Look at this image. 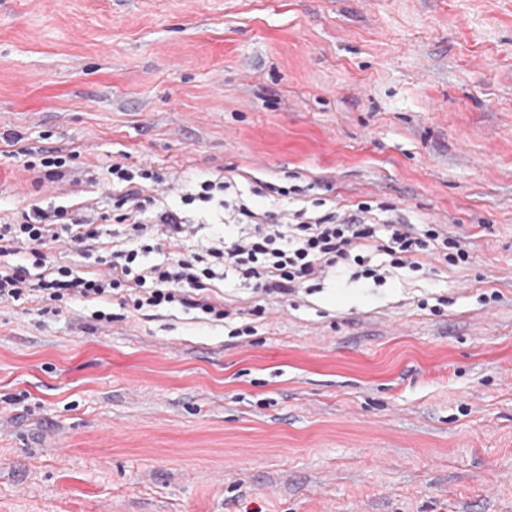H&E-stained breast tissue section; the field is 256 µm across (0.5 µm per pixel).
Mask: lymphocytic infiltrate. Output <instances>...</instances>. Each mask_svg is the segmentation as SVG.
Instances as JSON below:
<instances>
[{"instance_id": "f902f5d3", "label": "lymphocytic infiltrate", "mask_w": 512, "mask_h": 512, "mask_svg": "<svg viewBox=\"0 0 512 512\" xmlns=\"http://www.w3.org/2000/svg\"><path fill=\"white\" fill-rule=\"evenodd\" d=\"M22 154L25 169L43 179L82 181L74 163L79 150L30 147ZM104 183L126 238L125 246L112 249L106 270L85 266L102 249L95 207L83 206L72 219L67 206L34 205L0 223V254L24 260L0 268V303L116 297L137 311L181 309L219 321L228 313L209 291L214 281L231 276L241 287L285 302L306 282L324 280L343 267L352 268L353 279L381 285L398 269L426 275L434 263L464 266L473 259L447 225L415 228L392 218L383 221L367 202L349 209L317 199L307 206L306 189L296 184L258 183L254 195L273 204L288 201L287 208L266 210L233 191L231 181L200 182L196 192L182 195L183 205L217 201L224 220L223 233L204 239L200 225L164 203V195L175 190L170 176L147 164L116 160L107 166ZM53 243L67 245L72 262H48L42 248Z\"/></svg>"}]
</instances>
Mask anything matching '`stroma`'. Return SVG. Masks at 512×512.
Listing matches in <instances>:
<instances>
[{
	"mask_svg": "<svg viewBox=\"0 0 512 512\" xmlns=\"http://www.w3.org/2000/svg\"><path fill=\"white\" fill-rule=\"evenodd\" d=\"M29 146L297 174L474 259L258 316L219 281V322L0 304V512H512V0H0V216L89 203L111 241V193ZM63 150H47L44 148H23L21 155L25 156L24 168L27 171H37L50 182L63 180L71 177L70 181L74 184L82 182V176H89L88 182L96 184L97 181L92 177L89 171L79 170L82 167L72 164V159L80 156V151L72 149L65 154Z\"/></svg>",
	"mask_w": 512,
	"mask_h": 512,
	"instance_id": "stroma-1",
	"label": "stroma"
}]
</instances>
